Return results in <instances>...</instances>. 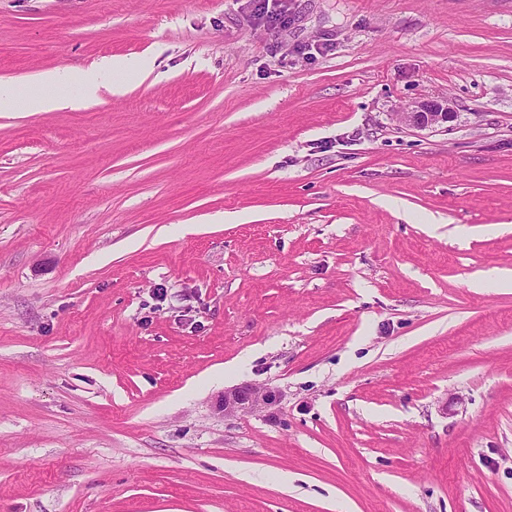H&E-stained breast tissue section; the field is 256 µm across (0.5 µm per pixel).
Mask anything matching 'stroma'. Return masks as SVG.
Returning a JSON list of instances; mask_svg holds the SVG:
<instances>
[{"label":"stroma","instance_id":"1","mask_svg":"<svg viewBox=\"0 0 512 512\" xmlns=\"http://www.w3.org/2000/svg\"><path fill=\"white\" fill-rule=\"evenodd\" d=\"M106 57L0 109V512H512V0H0ZM132 68L129 62L113 58L90 70L64 67L41 72L29 81L43 88L44 92L27 96L24 109L27 112H52L74 108L75 100L69 94V88L74 83L80 85L84 101L98 99L102 89H107L112 95H121L127 85L117 76ZM449 99L417 101L400 114L401 121L416 129H427L447 124L455 117V111ZM279 401L275 391L255 383L246 382L233 389L225 390L216 409L224 417L241 413L264 411L273 413Z\"/></svg>","mask_w":512,"mask_h":512}]
</instances>
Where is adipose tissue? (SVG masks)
<instances>
[{
	"instance_id": "adipose-tissue-1",
	"label": "adipose tissue",
	"mask_w": 512,
	"mask_h": 512,
	"mask_svg": "<svg viewBox=\"0 0 512 512\" xmlns=\"http://www.w3.org/2000/svg\"><path fill=\"white\" fill-rule=\"evenodd\" d=\"M130 69L129 62L115 58L90 70L64 67L41 72L32 79L39 90L25 98L24 109L28 112H52L74 107L75 101L69 94L74 84L80 85L82 98L86 101L98 99L104 89L115 95L123 94L127 86L122 76Z\"/></svg>"
}]
</instances>
